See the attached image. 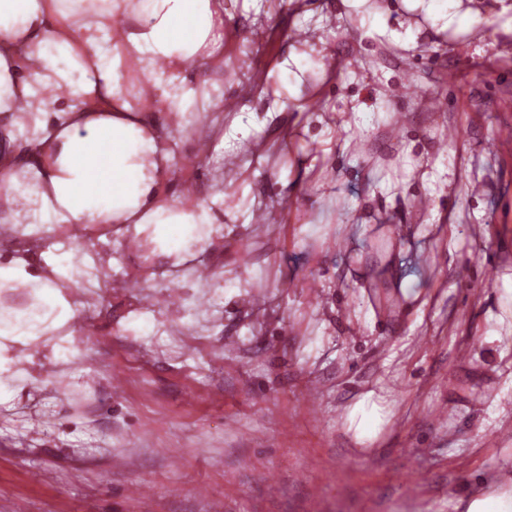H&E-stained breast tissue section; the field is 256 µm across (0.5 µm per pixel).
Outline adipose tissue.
<instances>
[{"label": "adipose tissue", "mask_w": 512, "mask_h": 512, "mask_svg": "<svg viewBox=\"0 0 512 512\" xmlns=\"http://www.w3.org/2000/svg\"><path fill=\"white\" fill-rule=\"evenodd\" d=\"M224 0H0V405L33 379L32 347L73 355L69 289L95 260L57 240L122 224L178 266L205 251L217 218L206 194L166 187L179 144L223 68ZM200 65L196 79L185 63Z\"/></svg>", "instance_id": "adipose-tissue-1"}]
</instances>
